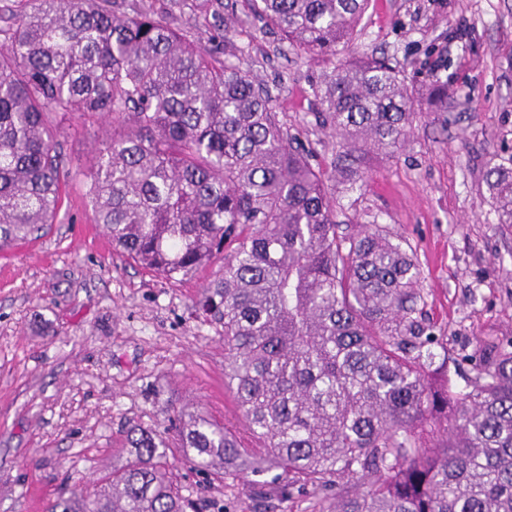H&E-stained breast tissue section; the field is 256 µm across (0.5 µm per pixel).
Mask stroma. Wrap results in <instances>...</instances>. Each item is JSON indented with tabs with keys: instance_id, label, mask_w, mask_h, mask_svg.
Segmentation results:
<instances>
[{
	"instance_id": "stroma-1",
	"label": "stroma",
	"mask_w": 512,
	"mask_h": 512,
	"mask_svg": "<svg viewBox=\"0 0 512 512\" xmlns=\"http://www.w3.org/2000/svg\"><path fill=\"white\" fill-rule=\"evenodd\" d=\"M225 61L264 84L280 125L329 166L337 139L315 117L320 56L292 47L250 0H223ZM386 55L405 71L415 115L393 156L369 154L336 220L386 231L412 250L422 317L457 360L477 340L512 337V234L484 202L491 155L512 157V0H369L340 59ZM448 86L427 109L420 86ZM62 203L37 237L0 251V512H49L129 459L127 431L163 430L169 415L205 412L241 428L224 385V328L197 304L221 264L179 282L116 252L94 222L86 173L111 118L56 120ZM167 458L200 512H265L257 476L196 471L174 435Z\"/></svg>"
}]
</instances>
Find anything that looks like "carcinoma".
<instances>
[{
	"instance_id": "1",
	"label": "carcinoma",
	"mask_w": 512,
	"mask_h": 512,
	"mask_svg": "<svg viewBox=\"0 0 512 512\" xmlns=\"http://www.w3.org/2000/svg\"><path fill=\"white\" fill-rule=\"evenodd\" d=\"M0 19V249L60 208L55 115H112L87 178L113 250L167 281L211 263L224 277L199 314L224 325V383L248 437L197 413L168 418L186 459L224 475H271L259 497L311 495L318 512H512V338L477 344L461 391L448 349L417 317L419 269L379 228L336 223L328 183L352 185L372 150L391 155L412 119L384 58L333 63L311 84L340 139L331 171L283 130L260 85L143 4L16 0ZM293 46L329 60L368 0H252ZM212 18L222 0H173ZM448 86L428 92L447 108ZM484 201L512 232V167L488 166ZM133 460L49 512H193L152 428Z\"/></svg>"
}]
</instances>
